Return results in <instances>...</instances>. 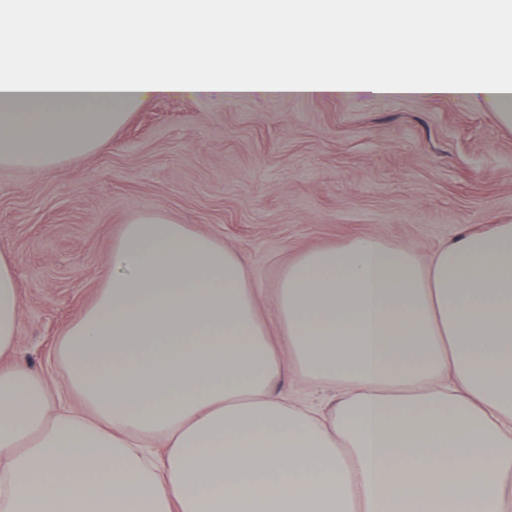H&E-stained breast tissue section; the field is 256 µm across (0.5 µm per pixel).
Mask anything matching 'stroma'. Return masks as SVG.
<instances>
[{
  "mask_svg": "<svg viewBox=\"0 0 512 512\" xmlns=\"http://www.w3.org/2000/svg\"><path fill=\"white\" fill-rule=\"evenodd\" d=\"M144 212L237 252L274 335L273 290L304 251L371 235L425 258L512 224V129L475 97L158 94L92 153L42 171L0 166L18 358L50 389L66 388L60 336L110 276L123 224Z\"/></svg>",
  "mask_w": 512,
  "mask_h": 512,
  "instance_id": "1",
  "label": "stroma"
}]
</instances>
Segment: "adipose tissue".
<instances>
[{
    "mask_svg": "<svg viewBox=\"0 0 512 512\" xmlns=\"http://www.w3.org/2000/svg\"><path fill=\"white\" fill-rule=\"evenodd\" d=\"M84 48L45 27L44 0H0V165L32 171L107 143L164 92L474 96L512 127V0H322L298 6L284 66L220 49L227 12L276 0H55ZM357 19L341 67L304 32ZM447 6L451 71L431 52L403 66L375 52V26ZM178 23L146 49L96 47L110 19ZM240 257L188 225L138 215L112 246V275L60 338L80 410L17 363L0 368V512H512V224L460 235L421 258L362 236L309 250L284 270L270 339ZM14 266L0 254V357L18 343ZM343 392L327 409L284 398L289 369Z\"/></svg>",
    "mask_w": 512,
    "mask_h": 512,
    "instance_id": "adipose-tissue-1",
    "label": "adipose tissue"
}]
</instances>
